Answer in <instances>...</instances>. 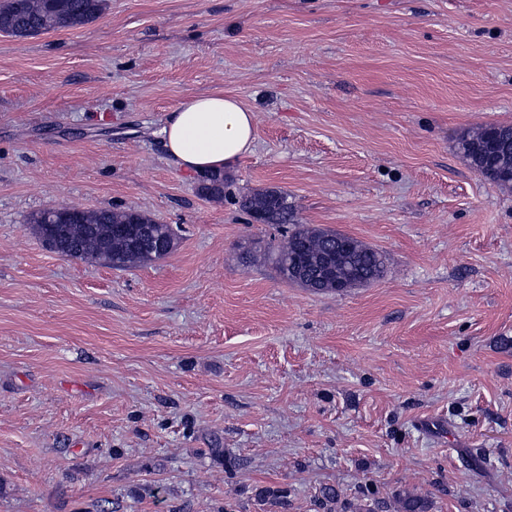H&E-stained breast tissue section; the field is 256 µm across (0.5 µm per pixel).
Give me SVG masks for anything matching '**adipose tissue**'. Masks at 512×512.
Masks as SVG:
<instances>
[{"label": "adipose tissue", "instance_id": "adipose-tissue-1", "mask_svg": "<svg viewBox=\"0 0 512 512\" xmlns=\"http://www.w3.org/2000/svg\"><path fill=\"white\" fill-rule=\"evenodd\" d=\"M162 135L168 153L185 170H224L252 153L256 116L236 96L215 89L181 100Z\"/></svg>", "mask_w": 512, "mask_h": 512}]
</instances>
